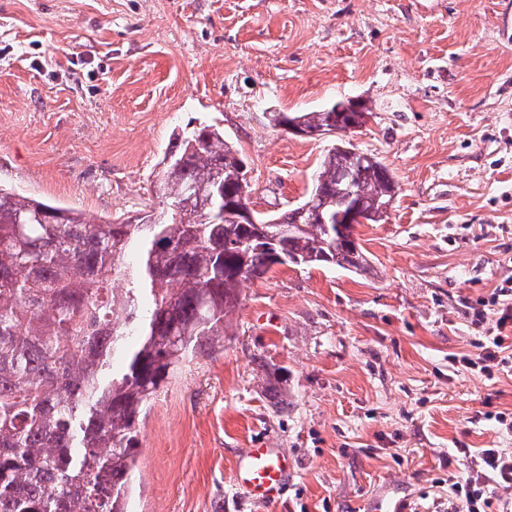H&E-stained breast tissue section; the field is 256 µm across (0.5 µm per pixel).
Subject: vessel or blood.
<instances>
[{
  "label": "vessel or blood",
  "mask_w": 512,
  "mask_h": 512,
  "mask_svg": "<svg viewBox=\"0 0 512 512\" xmlns=\"http://www.w3.org/2000/svg\"><path fill=\"white\" fill-rule=\"evenodd\" d=\"M293 473L285 452L278 448H246L236 457L234 482L256 504L273 505L282 497ZM408 498L388 488L375 501L372 512H410Z\"/></svg>",
  "instance_id": "b4317fda"
}]
</instances>
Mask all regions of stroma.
Returning <instances> with one entry per match:
<instances>
[{"instance_id":"1","label":"stroma","mask_w":512,"mask_h":512,"mask_svg":"<svg viewBox=\"0 0 512 512\" xmlns=\"http://www.w3.org/2000/svg\"><path fill=\"white\" fill-rule=\"evenodd\" d=\"M348 100L350 134L400 191L360 224L369 270L274 267L245 281L224 349L188 364L139 432L133 512H370L395 484L446 512L458 444L512 448V374L450 357L467 306L512 279V0H0V184L115 224L151 206L175 131L216 123L258 212L301 202L336 136L270 120ZM294 473L258 508L240 449Z\"/></svg>"}]
</instances>
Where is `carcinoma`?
Segmentation results:
<instances>
[{"label": "carcinoma", "mask_w": 512, "mask_h": 512, "mask_svg": "<svg viewBox=\"0 0 512 512\" xmlns=\"http://www.w3.org/2000/svg\"><path fill=\"white\" fill-rule=\"evenodd\" d=\"M291 118L349 131L346 112ZM246 167L216 124L175 135L162 210L137 224L0 187V512H130L139 422L185 364L224 348L241 284L277 265L369 267L349 216L385 221V164L334 147L305 202L254 223L228 210L251 203Z\"/></svg>", "instance_id": "cac0c4a2"}]
</instances>
